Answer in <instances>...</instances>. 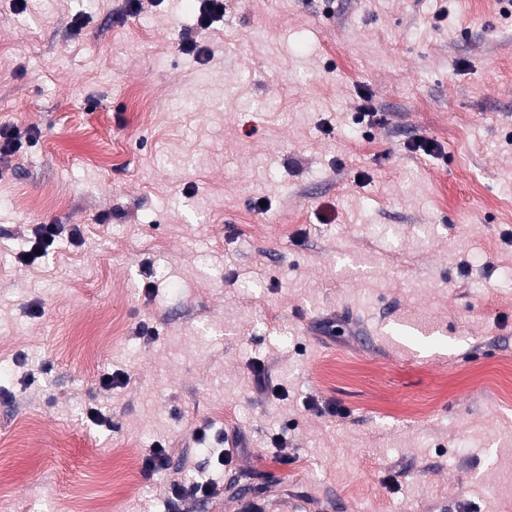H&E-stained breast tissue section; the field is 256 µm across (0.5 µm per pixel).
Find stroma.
Wrapping results in <instances>:
<instances>
[{"mask_svg": "<svg viewBox=\"0 0 512 512\" xmlns=\"http://www.w3.org/2000/svg\"><path fill=\"white\" fill-rule=\"evenodd\" d=\"M503 6L224 0L201 32L196 0H0V512L106 506L100 470L159 441L113 512H512ZM61 230V227L57 224L37 225L35 233L29 240L30 247L23 253L21 259L33 263L36 259L44 257L62 233Z\"/></svg>", "mask_w": 512, "mask_h": 512, "instance_id": "obj_1", "label": "stroma"}]
</instances>
